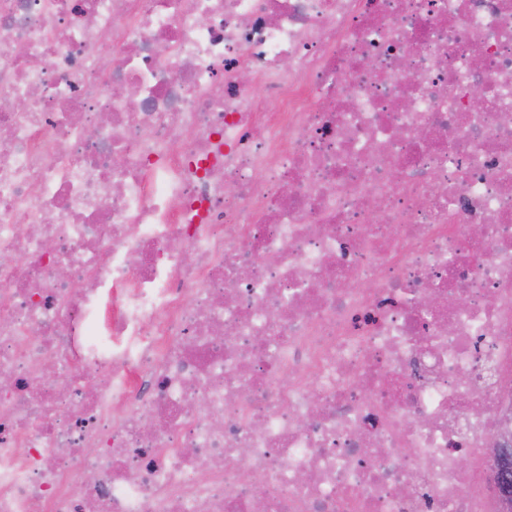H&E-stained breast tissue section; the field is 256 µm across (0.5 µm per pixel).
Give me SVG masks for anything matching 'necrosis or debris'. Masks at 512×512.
<instances>
[{"label": "necrosis or debris", "instance_id": "1", "mask_svg": "<svg viewBox=\"0 0 512 512\" xmlns=\"http://www.w3.org/2000/svg\"><path fill=\"white\" fill-rule=\"evenodd\" d=\"M506 418L512 0H0V512H498Z\"/></svg>", "mask_w": 512, "mask_h": 512}]
</instances>
